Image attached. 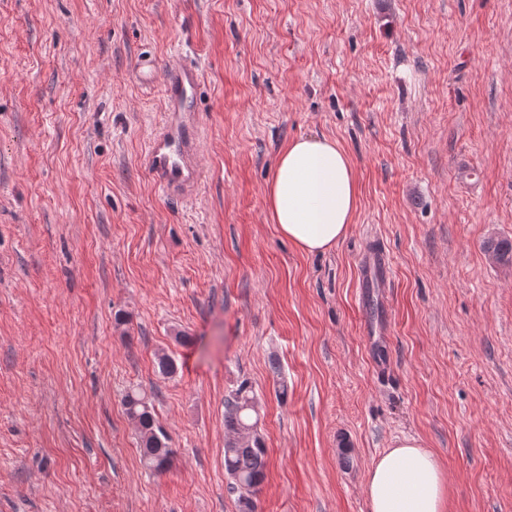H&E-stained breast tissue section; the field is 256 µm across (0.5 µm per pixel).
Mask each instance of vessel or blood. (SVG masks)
Wrapping results in <instances>:
<instances>
[{"label":"vessel or blood","mask_w":512,"mask_h":512,"mask_svg":"<svg viewBox=\"0 0 512 512\" xmlns=\"http://www.w3.org/2000/svg\"><path fill=\"white\" fill-rule=\"evenodd\" d=\"M138 75L145 80L162 77L166 117L150 140L143 163L154 184L167 196L185 200L197 195L202 179L198 162L202 128L196 119L201 75L195 65L159 66L156 59L141 61ZM390 259L384 248L370 246L359 263L358 304L362 333H383L386 309L383 295L390 286Z\"/></svg>","instance_id":"1"}]
</instances>
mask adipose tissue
Masks as SVG:
<instances>
[{"mask_svg":"<svg viewBox=\"0 0 512 512\" xmlns=\"http://www.w3.org/2000/svg\"><path fill=\"white\" fill-rule=\"evenodd\" d=\"M265 201L281 236L307 254L336 246L359 206L350 160L329 137L304 136L281 150ZM366 491L371 512H447L446 475L420 441L405 438L372 463Z\"/></svg>","mask_w":512,"mask_h":512,"instance_id":"adipose-tissue-1","label":"adipose tissue"}]
</instances>
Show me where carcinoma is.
Listing matches in <instances>:
<instances>
[{
    "label": "carcinoma",
    "mask_w": 512,
    "mask_h": 512,
    "mask_svg": "<svg viewBox=\"0 0 512 512\" xmlns=\"http://www.w3.org/2000/svg\"><path fill=\"white\" fill-rule=\"evenodd\" d=\"M486 250L496 259L512 265V240L492 239ZM126 414L137 422L142 445V457L147 468L162 472L172 460L173 450L163 429L155 424L152 407L138 389L128 390L122 397ZM257 399L251 385L243 381L224 406V469L232 478L231 489L239 492L241 512H254L252 496L264 479L267 448L257 432Z\"/></svg>",
    "instance_id": "1"
}]
</instances>
